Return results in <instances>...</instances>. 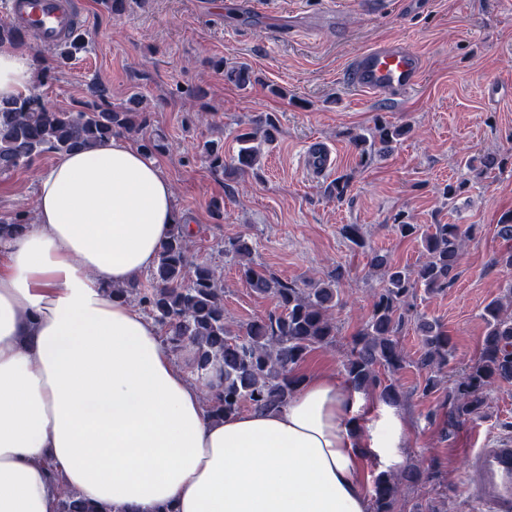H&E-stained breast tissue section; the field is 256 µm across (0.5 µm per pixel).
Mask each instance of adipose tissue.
Instances as JSON below:
<instances>
[{
    "label": "adipose tissue",
    "mask_w": 512,
    "mask_h": 512,
    "mask_svg": "<svg viewBox=\"0 0 512 512\" xmlns=\"http://www.w3.org/2000/svg\"><path fill=\"white\" fill-rule=\"evenodd\" d=\"M42 64L1 45L0 100ZM178 219L158 162L118 135L58 156L31 224L0 237V512H58L63 487L123 512H369L359 472L365 453L395 460L392 412L361 419L321 372L284 409L211 419L154 321L105 295Z\"/></svg>",
    "instance_id": "obj_1"
}]
</instances>
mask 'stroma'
I'll return each mask as SVG.
<instances>
[{
  "instance_id": "1",
  "label": "stroma",
  "mask_w": 512,
  "mask_h": 512,
  "mask_svg": "<svg viewBox=\"0 0 512 512\" xmlns=\"http://www.w3.org/2000/svg\"><path fill=\"white\" fill-rule=\"evenodd\" d=\"M83 2L90 48L53 69L40 91L62 108L87 101L95 81L109 89L116 106L133 94L144 96L150 130L166 137L156 159L191 228V254L224 274L229 324L258 318L275 302L241 279L219 247L228 238L248 237L259 267L284 281L343 268L336 343L313 350L299 373L344 377L350 338L383 286L370 272L371 251L400 265L422 258L420 241L401 238L393 227L402 214L412 224L473 226L453 287L418 292L416 304L420 316L447 330L454 345L449 370L478 355L482 309L512 281V269L492 263L507 246L497 226L512 211V172L492 174L452 202L442 191L464 176L465 160L512 153V0H390L382 12L360 0H129L117 19L100 0ZM382 40L407 43L425 61L420 84L398 101L345 82L349 60ZM223 59L249 64L259 84L241 88L229 81L214 68ZM261 114L271 115L276 127L254 169L237 176L211 169L203 142L216 141L233 157L236 134ZM378 119L411 132L386 155L361 162L350 136ZM316 143L335 157L333 169L320 177L303 164ZM55 159L46 153L31 168L0 175V215L33 210L37 178ZM342 174L350 175L351 185L339 201L325 189ZM346 224L359 225L365 247L342 236ZM401 344L409 362L393 377L403 395L393 412L406 434L389 467L440 473L436 483L403 490L401 508L425 512L433 503L447 512H480L466 496L471 475L463 451L512 438V383L491 389L482 417L442 436L444 415L436 407L444 391L419 392L425 373L414 364L416 328ZM389 467L369 454L361 476L369 484Z\"/></svg>"
}]
</instances>
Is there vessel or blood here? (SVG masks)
<instances>
[{"mask_svg":"<svg viewBox=\"0 0 512 512\" xmlns=\"http://www.w3.org/2000/svg\"><path fill=\"white\" fill-rule=\"evenodd\" d=\"M81 0H11L7 20L24 30L39 45H58L76 28ZM421 55L401 44L384 43L357 55L347 71L351 87L373 96H403L419 83ZM478 480L466 492L488 512H512V440L472 448L466 454Z\"/></svg>","mask_w":512,"mask_h":512,"instance_id":"1","label":"vessel or blood"}]
</instances>
